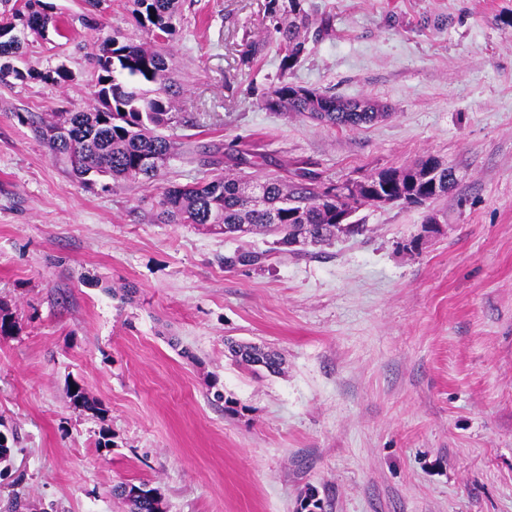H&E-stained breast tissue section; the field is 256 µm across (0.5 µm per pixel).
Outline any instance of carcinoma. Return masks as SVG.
I'll list each match as a JSON object with an SVG mask.
<instances>
[{
    "mask_svg": "<svg viewBox=\"0 0 512 512\" xmlns=\"http://www.w3.org/2000/svg\"><path fill=\"white\" fill-rule=\"evenodd\" d=\"M133 2L135 21L146 38L121 42L108 36L94 43L95 70L85 90L94 107L58 112L35 127L54 156L70 161L78 178L91 171L107 177L115 186L130 179H157L158 174H150L143 167V158L155 155L165 161L174 147L161 129L175 119L176 91L169 77L170 57L165 45L176 32L181 0ZM47 9L44 0H0V82H23L37 76L67 86L73 80L63 63L39 74L1 66L20 52L21 39L13 34L29 30L61 35L55 16ZM265 12L280 56V77L263 100L268 110L289 112L333 128H360L384 116L371 99L345 100L289 81L288 75L306 52L305 32L312 23L311 15L304 0H267ZM429 168L436 170V185L428 195L437 199L450 194L456 186L453 169L429 156L401 172L385 169L390 195L401 204L413 203L422 193V178ZM369 204V190L363 187L334 200L329 198V191L306 183L278 179L243 183L226 173L207 182L162 188L153 216L160 224H205L227 236L273 234L277 236V250L298 254L301 227L307 228L310 245L328 243L337 237L336 211L354 213ZM263 258L262 252L238 251L224 258V266L257 265ZM228 351L238 365L254 373L281 371V359L260 346L232 342ZM113 493L126 502L129 512H158L164 505L162 499L126 493L124 484L116 486Z\"/></svg>",
    "mask_w": 512,
    "mask_h": 512,
    "instance_id": "obj_1",
    "label": "carcinoma"
}]
</instances>
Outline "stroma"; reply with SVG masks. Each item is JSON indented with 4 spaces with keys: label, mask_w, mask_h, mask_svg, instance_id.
<instances>
[{
    "label": "stroma",
    "mask_w": 512,
    "mask_h": 512,
    "mask_svg": "<svg viewBox=\"0 0 512 512\" xmlns=\"http://www.w3.org/2000/svg\"><path fill=\"white\" fill-rule=\"evenodd\" d=\"M49 2L66 37L27 34L38 79L0 83V512H128L121 483L166 512H299L310 487L324 512H512V0H307L290 79L382 104L360 129L262 107L279 77L265 0H183L175 150L157 181L109 191L30 118L90 108L92 44L134 33L133 0H104L97 32L86 0ZM61 63L70 86L42 79ZM240 150L247 181L338 184L432 155L457 186L363 207V233L299 255L154 221L162 187ZM238 249L266 258L225 268ZM232 340L282 372L240 367Z\"/></svg>",
    "instance_id": "35a3bbf8"
}]
</instances>
